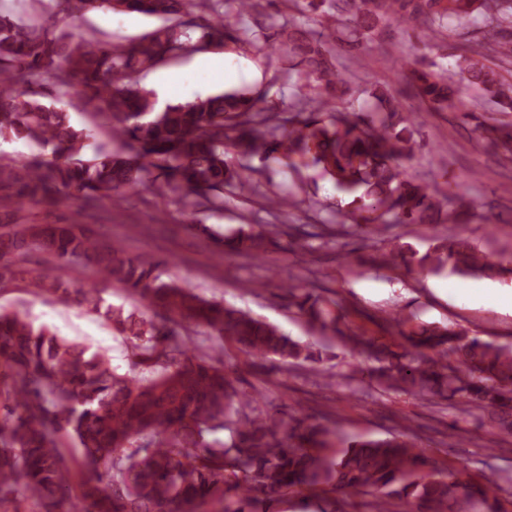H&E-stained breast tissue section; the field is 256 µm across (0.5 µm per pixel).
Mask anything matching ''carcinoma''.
I'll list each match as a JSON object with an SVG mask.
<instances>
[{
    "instance_id": "cac0c4a2",
    "label": "carcinoma",
    "mask_w": 512,
    "mask_h": 512,
    "mask_svg": "<svg viewBox=\"0 0 512 512\" xmlns=\"http://www.w3.org/2000/svg\"><path fill=\"white\" fill-rule=\"evenodd\" d=\"M256 0H38L23 19L0 4V137L51 150L21 166L0 162V210L63 199L81 212L104 198L119 203L127 188L144 186L172 198L192 216L224 203V187L245 186L226 160L279 154L289 164L321 170L349 199L357 223L439 224L469 221L472 205L445 207L405 161L418 147L416 116L385 85L353 87L337 67V52L358 50L403 24L428 42H457L453 72L422 69L403 60L397 72L429 112L467 114L471 104L458 83L477 88L512 109V0H306L307 21L281 27L277 38L250 21ZM101 10L165 17L171 24L135 42L112 46L77 29L53 33L59 13ZM200 32L197 39L191 33ZM247 44L289 57L295 115L271 126V106L231 92L157 107L155 93L136 87L134 74L187 50L213 43ZM85 106L106 104L114 152L96 148L82 158L90 134L76 129L65 98ZM482 142L512 157V125L477 126ZM209 233L216 251L264 259L285 231L278 224H242L229 234ZM321 225L290 226L304 241L343 234ZM38 270L25 267L33 254ZM76 262L102 283H117L145 311L102 307L101 289L77 287L56 273ZM380 267L499 277L512 273L503 260L475 248L463 235L437 238L421 253L391 248L371 257ZM161 262L133 257L118 243L70 224H14L0 232V286L23 274L36 295L103 312L126 349L128 369L109 357L36 328L17 313L0 312V508L23 491L39 512H203L214 501L222 512L262 505L272 512L288 492L330 486L347 496H371V512H390L406 501L410 512H503L497 486L444 473L409 435L358 438L340 446L336 427L287 422L262 409L260 396L235 386L224 345L204 352L177 332L205 327L233 340L254 360L277 358L308 365L318 374L321 350L295 340L277 325L209 301L191 288L162 279ZM288 306L322 342L335 339L372 362L369 379L386 391L440 397L489 411L512 434V349L453 327L423 324L409 332L410 349L376 345L344 321L338 301L313 288L284 282ZM229 428L230 442L207 435ZM76 442L62 449L61 437ZM110 478L104 491L91 475Z\"/></svg>"
}]
</instances>
